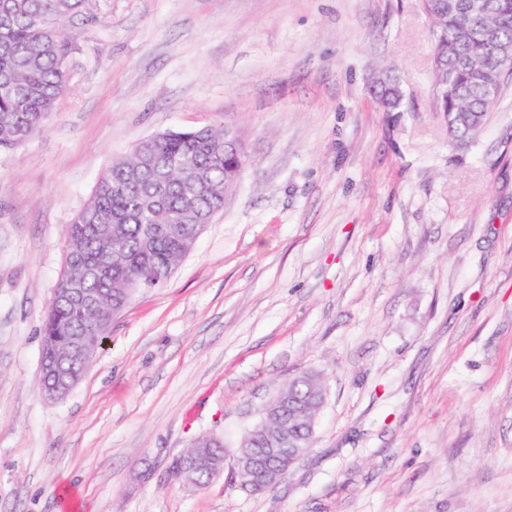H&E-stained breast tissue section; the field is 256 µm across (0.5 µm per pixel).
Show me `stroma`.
<instances>
[{"label":"stroma","mask_w":512,"mask_h":512,"mask_svg":"<svg viewBox=\"0 0 512 512\" xmlns=\"http://www.w3.org/2000/svg\"><path fill=\"white\" fill-rule=\"evenodd\" d=\"M67 26L68 92L0 153V512H64L66 487L83 512H512V80L450 140L421 0H88ZM218 125L247 155L223 211L44 399V314L98 178ZM306 371L327 401L275 487L171 480Z\"/></svg>","instance_id":"obj_1"}]
</instances>
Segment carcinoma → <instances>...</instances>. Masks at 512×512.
<instances>
[{"label": "carcinoma", "mask_w": 512, "mask_h": 512, "mask_svg": "<svg viewBox=\"0 0 512 512\" xmlns=\"http://www.w3.org/2000/svg\"><path fill=\"white\" fill-rule=\"evenodd\" d=\"M87 0H0V152L9 151L42 130L57 101L70 87L67 61L76 34L65 22L84 13ZM434 43L433 107L448 120L451 136L463 140L483 123L512 59L493 50L470 64L463 54L464 33L478 16L494 26L499 40L512 43V0H457L439 11L423 3ZM383 104L399 105L398 86L385 84ZM224 127L170 130L137 145L112 162L67 229L64 271L49 303L43 327L42 370L63 379L83 374L81 361L65 348V337L85 336L99 347L113 313L133 299L134 280L148 278L163 287L192 250L197 230L224 209V193L238 181L244 160L224 157L219 138ZM197 169L202 188L185 184L181 175L163 174L173 162ZM100 298L92 309L75 303L71 288ZM288 400L310 394L308 386L288 381L272 396Z\"/></svg>", "instance_id": "1"}]
</instances>
